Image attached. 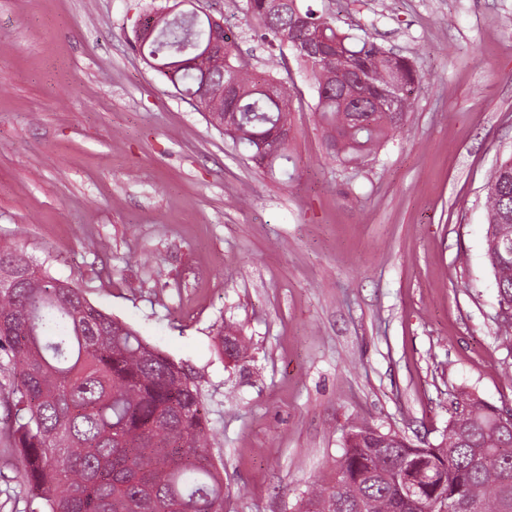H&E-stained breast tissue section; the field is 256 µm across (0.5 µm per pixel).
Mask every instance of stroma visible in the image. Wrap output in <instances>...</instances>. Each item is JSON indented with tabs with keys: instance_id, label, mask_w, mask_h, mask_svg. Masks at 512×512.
<instances>
[{
	"instance_id": "1",
	"label": "stroma",
	"mask_w": 512,
	"mask_h": 512,
	"mask_svg": "<svg viewBox=\"0 0 512 512\" xmlns=\"http://www.w3.org/2000/svg\"><path fill=\"white\" fill-rule=\"evenodd\" d=\"M305 2L423 85L402 133L343 165L294 73L286 183L135 50L165 0H0V241L199 382L224 512H294L351 424L435 445L460 392L512 407L484 208L512 154V0ZM195 5L263 69L243 0ZM7 392L0 358V512H29Z\"/></svg>"
}]
</instances>
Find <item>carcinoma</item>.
Listing matches in <instances>:
<instances>
[{"label": "carcinoma", "instance_id": "cac0c4a2", "mask_svg": "<svg viewBox=\"0 0 512 512\" xmlns=\"http://www.w3.org/2000/svg\"><path fill=\"white\" fill-rule=\"evenodd\" d=\"M251 35L279 52L258 72L228 45L208 67L194 60L208 42L207 17H174L134 41L173 85L210 106L204 93L234 80L224 98L231 120L224 135L262 156L270 174L288 160L277 132L290 124L295 84L280 76L291 51L315 95L324 144L349 164L375 154L404 127L422 77L412 62L368 35L343 32L336 18L303 0H245ZM319 38L316 55L298 45ZM357 72L360 109L352 111L343 87ZM399 82L405 110L388 115L371 100ZM486 256L500 302L512 307V156L497 163L486 185ZM0 352L8 358L16 408L10 435L21 460L22 483L37 506L32 512H224V480L210 453L211 432L199 384L146 343L130 325L94 306L85 290L50 277L17 247L0 245ZM223 353L243 357L229 332ZM438 512V500L461 510L512 512V422L498 408L469 394L450 412L435 446L421 448L396 433L353 426L329 481L303 492L297 512Z\"/></svg>", "mask_w": 512, "mask_h": 512}]
</instances>
